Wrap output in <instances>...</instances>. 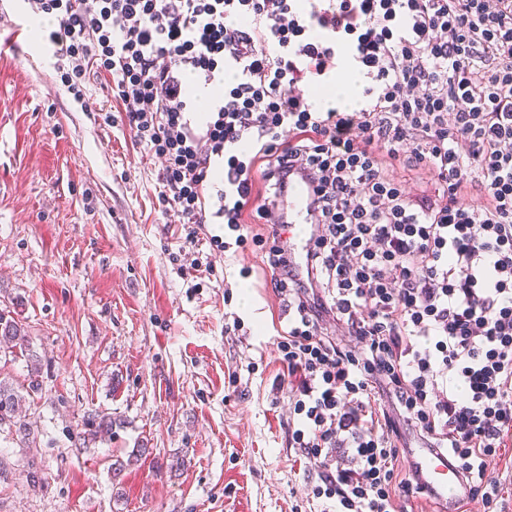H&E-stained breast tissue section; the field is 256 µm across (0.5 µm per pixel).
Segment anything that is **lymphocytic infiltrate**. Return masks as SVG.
<instances>
[{"label": "lymphocytic infiltrate", "instance_id": "1", "mask_svg": "<svg viewBox=\"0 0 512 512\" xmlns=\"http://www.w3.org/2000/svg\"><path fill=\"white\" fill-rule=\"evenodd\" d=\"M78 90L110 74L132 137L161 156L185 241L245 247L244 213L312 187L304 267L267 251L288 317L289 444L320 512H401L412 441L447 454L482 512H512V0H31ZM350 63L348 109L308 91ZM221 84L193 129V83ZM222 160L220 182L211 165ZM430 168L412 198L386 161ZM220 220L234 242L209 235ZM341 340L330 339L324 322Z\"/></svg>", "mask_w": 512, "mask_h": 512}]
</instances>
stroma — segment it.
<instances>
[{
	"mask_svg": "<svg viewBox=\"0 0 512 512\" xmlns=\"http://www.w3.org/2000/svg\"><path fill=\"white\" fill-rule=\"evenodd\" d=\"M30 15L0 0V310L42 365L25 409L47 481L28 488L1 430L0 512H310L263 247L185 244L158 211L159 159L105 121L111 77L75 100L18 34ZM94 412L114 424L88 440Z\"/></svg>",
	"mask_w": 512,
	"mask_h": 512,
	"instance_id": "35a3bbf8",
	"label": "stroma"
}]
</instances>
